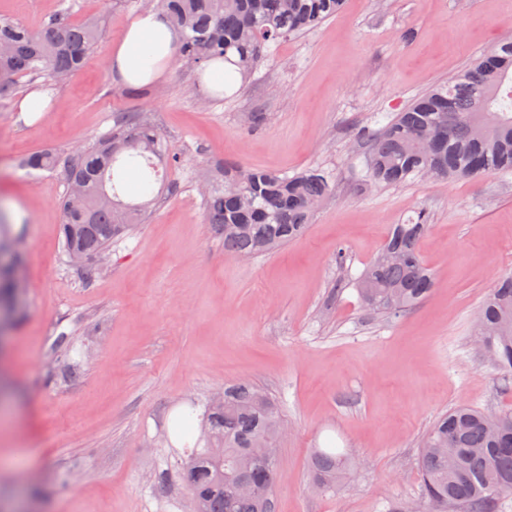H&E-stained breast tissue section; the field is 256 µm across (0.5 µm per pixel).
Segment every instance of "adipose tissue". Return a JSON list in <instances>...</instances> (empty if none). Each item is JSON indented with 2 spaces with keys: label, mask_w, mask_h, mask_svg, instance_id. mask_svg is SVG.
<instances>
[{
  "label": "adipose tissue",
  "mask_w": 512,
  "mask_h": 512,
  "mask_svg": "<svg viewBox=\"0 0 512 512\" xmlns=\"http://www.w3.org/2000/svg\"><path fill=\"white\" fill-rule=\"evenodd\" d=\"M178 39V29L163 12H140L112 46L108 59L112 76L136 87L158 82L167 74Z\"/></svg>",
  "instance_id": "obj_1"
}]
</instances>
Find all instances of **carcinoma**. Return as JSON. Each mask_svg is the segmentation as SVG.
Wrapping results in <instances>:
<instances>
[{
	"label": "carcinoma",
	"mask_w": 512,
	"mask_h": 512,
	"mask_svg": "<svg viewBox=\"0 0 512 512\" xmlns=\"http://www.w3.org/2000/svg\"><path fill=\"white\" fill-rule=\"evenodd\" d=\"M182 34L181 54L195 63L224 58L241 76L280 40L321 26L344 0H148ZM103 35L96 19L56 23L41 32L0 19V93L26 74L47 71L62 79L78 71ZM367 182L400 185L416 176L447 181L512 174V40H501L469 68L414 99L368 136ZM167 147L153 126L134 121L82 151L66 172L81 183L82 200L62 201V250L81 252V277L92 281L112 242L142 222L145 205L125 202L123 174L137 170L147 184L159 180L157 161ZM21 166L51 171L50 150L25 156ZM332 187L320 169L288 175L224 165V186L204 198L207 223L224 235V251L237 257L269 253L301 237ZM429 218L419 210L393 227L380 254L356 280L362 302L396 317L418 305L434 286L418 242ZM0 271V299H9V268L24 264L8 250ZM476 340L505 380L512 379V275L488 293L476 320ZM61 375L79 376L67 357L69 341L57 337ZM205 445L186 449L180 477L191 494V512H274L272 490L280 477L264 449L278 446L281 412L275 400L248 381L224 386L218 403L202 414ZM350 471L347 454L313 452V480L332 489ZM417 503L398 512H506L512 500V408L460 406L442 415L425 436L419 458Z\"/></svg>",
	"instance_id": "obj_1"
}]
</instances>
